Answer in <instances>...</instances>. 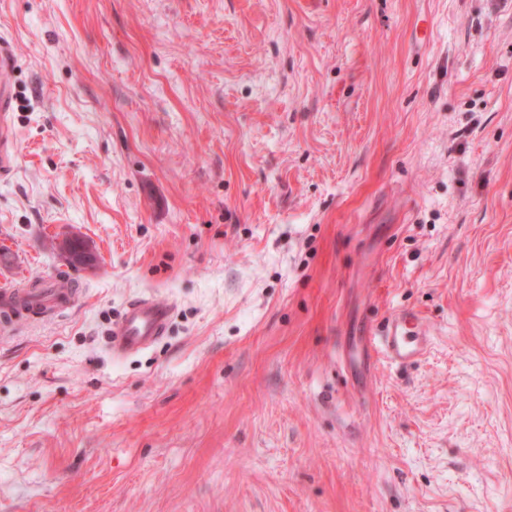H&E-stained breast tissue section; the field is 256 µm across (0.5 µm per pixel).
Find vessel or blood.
<instances>
[{"label":"vessel or blood","instance_id":"b4317fda","mask_svg":"<svg viewBox=\"0 0 512 512\" xmlns=\"http://www.w3.org/2000/svg\"><path fill=\"white\" fill-rule=\"evenodd\" d=\"M12 54L0 47V175L10 174L18 160L14 114ZM15 291L0 290V331L13 328L28 319L25 310H15L10 300ZM171 304L143 296L132 300L122 317L108 331V344L113 357L124 358L152 346L168 326ZM433 345L428 325L416 311L402 309L389 319L378 337L377 349L394 364H410L426 355Z\"/></svg>","mask_w":512,"mask_h":512}]
</instances>
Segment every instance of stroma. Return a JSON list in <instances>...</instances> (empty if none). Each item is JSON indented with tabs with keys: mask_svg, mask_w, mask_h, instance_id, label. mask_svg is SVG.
I'll use <instances>...</instances> for the list:
<instances>
[{
	"mask_svg": "<svg viewBox=\"0 0 512 512\" xmlns=\"http://www.w3.org/2000/svg\"><path fill=\"white\" fill-rule=\"evenodd\" d=\"M0 41V288L78 291L0 333V512H512V0H0ZM13 55L0 47V175L10 174L17 164L14 92L12 75ZM172 310L170 303L150 296L132 300L108 330L112 356L125 358L152 346L165 333ZM433 345V336L420 314L402 309L389 319L376 348L394 364H411L426 355Z\"/></svg>",
	"mask_w": 512,
	"mask_h": 512,
	"instance_id": "35a3bbf8",
	"label": "stroma"
}]
</instances>
